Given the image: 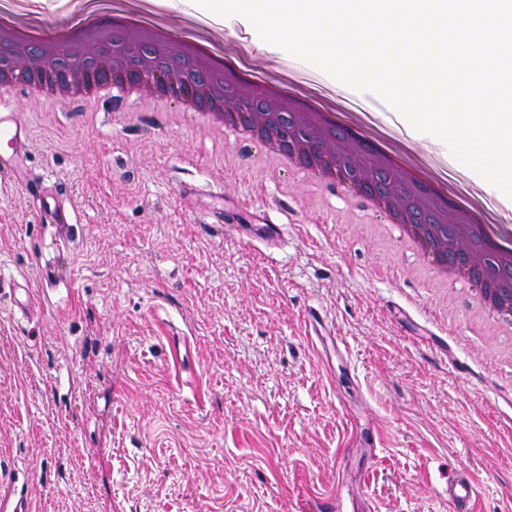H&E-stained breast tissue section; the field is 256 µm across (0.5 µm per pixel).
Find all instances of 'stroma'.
<instances>
[{
    "label": "stroma",
    "instance_id": "1",
    "mask_svg": "<svg viewBox=\"0 0 512 512\" xmlns=\"http://www.w3.org/2000/svg\"><path fill=\"white\" fill-rule=\"evenodd\" d=\"M157 21L216 36L261 80L320 91L512 229V198L444 141L261 47L247 19ZM11 107L24 167L0 177V270L46 303L0 300V512H85L91 498L98 512H324L341 494L366 512H450L458 467L474 512H512V343L475 325L463 284L439 289L346 191L151 97L20 92ZM448 505L455 512H469L476 498L475 483L464 469H455L448 474Z\"/></svg>",
    "mask_w": 512,
    "mask_h": 512
}]
</instances>
